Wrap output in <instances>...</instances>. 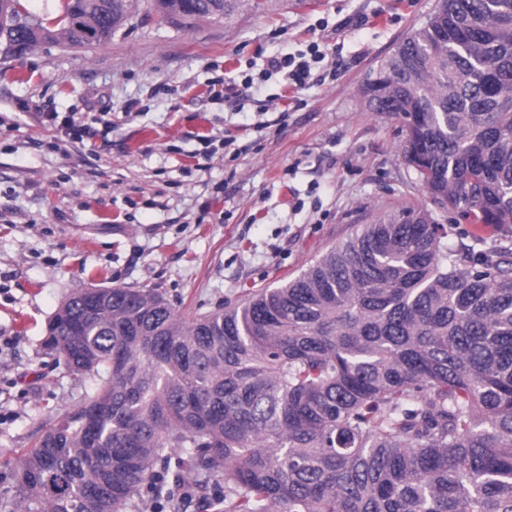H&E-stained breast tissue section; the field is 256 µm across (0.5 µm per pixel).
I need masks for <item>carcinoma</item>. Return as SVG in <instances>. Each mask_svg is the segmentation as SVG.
Listing matches in <instances>:
<instances>
[{"instance_id": "obj_1", "label": "carcinoma", "mask_w": 512, "mask_h": 512, "mask_svg": "<svg viewBox=\"0 0 512 512\" xmlns=\"http://www.w3.org/2000/svg\"><path fill=\"white\" fill-rule=\"evenodd\" d=\"M0 0V52L112 40L139 0ZM175 26L258 0H146ZM433 205L512 232V0H437L360 88ZM44 347L92 393L16 464L12 512H512V249L448 245L417 206L297 277L191 320L153 289L77 288Z\"/></svg>"}]
</instances>
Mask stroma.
I'll return each mask as SVG.
<instances>
[{
	"mask_svg": "<svg viewBox=\"0 0 512 512\" xmlns=\"http://www.w3.org/2000/svg\"><path fill=\"white\" fill-rule=\"evenodd\" d=\"M436 4L263 0L179 28L142 12L105 44L0 54V512L19 457L91 391L43 345L76 288H151L191 319L298 276L371 217L429 205L399 123L359 89ZM314 41L326 57L304 89L265 72ZM216 75L242 95L212 100ZM49 112L98 117L97 134L74 149ZM440 221L449 243L512 247Z\"/></svg>",
	"mask_w": 512,
	"mask_h": 512,
	"instance_id": "stroma-1",
	"label": "stroma"
}]
</instances>
